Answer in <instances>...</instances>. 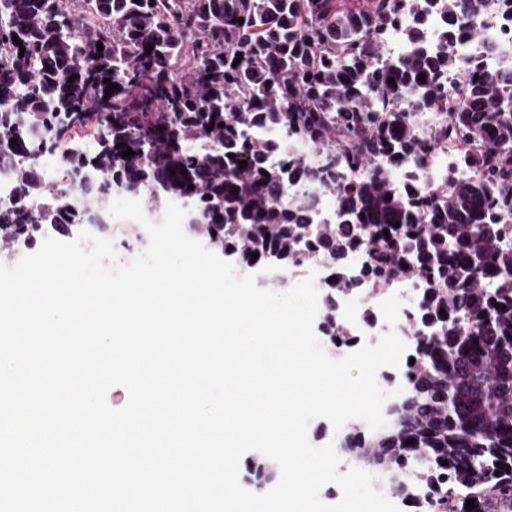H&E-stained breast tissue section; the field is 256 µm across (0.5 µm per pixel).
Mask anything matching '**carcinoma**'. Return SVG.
Here are the masks:
<instances>
[{
  "mask_svg": "<svg viewBox=\"0 0 512 512\" xmlns=\"http://www.w3.org/2000/svg\"><path fill=\"white\" fill-rule=\"evenodd\" d=\"M72 2L75 11L61 0H0V161L21 159L10 167L16 190L0 207V238L82 223L67 204L79 176L87 188H147L156 210L190 201L204 215L195 231L239 267L272 258L288 267L313 223L288 186L333 192L336 220L311 243L337 271L325 335H343L334 298L360 284L344 273L351 249L364 250L374 282L410 280L422 297L415 363L391 425L353 429L346 444L416 512H512V249L495 244L512 219V72L488 79L448 52L476 37L461 18L488 0ZM434 9L444 19L435 50L377 68L386 32L409 14L404 32L417 42ZM451 78L464 96L423 139L415 121L439 106ZM111 84L119 89L107 96ZM254 126L287 127L317 164L305 155L270 164ZM86 128L94 150L71 155L54 182L22 162ZM448 142L471 175L421 190L386 173Z\"/></svg>",
  "mask_w": 512,
  "mask_h": 512,
  "instance_id": "1",
  "label": "carcinoma"
}]
</instances>
